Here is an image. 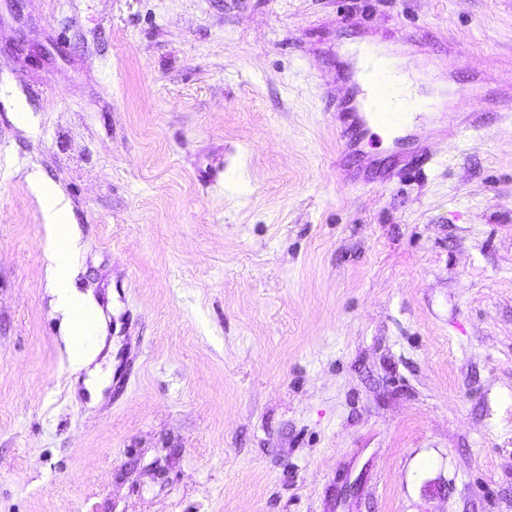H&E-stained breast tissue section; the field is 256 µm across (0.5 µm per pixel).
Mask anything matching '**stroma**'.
<instances>
[{"mask_svg": "<svg viewBox=\"0 0 512 512\" xmlns=\"http://www.w3.org/2000/svg\"><path fill=\"white\" fill-rule=\"evenodd\" d=\"M405 34L512 78V0H0V512H512V118L336 171L314 56ZM41 197L43 201V215L46 227L48 229L55 228L53 241L54 259L58 268L61 269L65 263L67 251L70 246V238L65 226L62 232L60 225H58L65 223L63 215L66 207L63 204L60 195L48 184L42 185ZM62 233L66 237V241L60 240L58 242ZM53 294L58 311L71 326L73 335H76L78 321L86 310L85 300L68 285L62 288H53ZM106 337L105 334L97 336L94 348L88 351L78 350L76 344L70 341L74 366L77 372L84 373L83 384L91 404H100L103 401L104 389L112 376V340L108 344L103 361L97 362V357L106 348ZM105 363L108 367L104 370L102 365Z\"/></svg>", "mask_w": 512, "mask_h": 512, "instance_id": "stroma-1", "label": "stroma"}]
</instances>
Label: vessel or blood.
<instances>
[{
	"label": "vessel or blood",
	"mask_w": 512,
	"mask_h": 512,
	"mask_svg": "<svg viewBox=\"0 0 512 512\" xmlns=\"http://www.w3.org/2000/svg\"><path fill=\"white\" fill-rule=\"evenodd\" d=\"M336 83L332 119L341 141L336 166L347 184L377 189L388 184L396 170H407L414 160L426 156L431 137L425 131V100L406 94L404 82L386 57L376 51L340 54L336 57ZM459 93L475 98L465 118L467 128L483 127L489 116L482 85L462 83ZM405 134L409 149H396L392 164L386 165L363 151L362 144L374 129Z\"/></svg>",
	"instance_id": "vessel-or-blood-1"
}]
</instances>
